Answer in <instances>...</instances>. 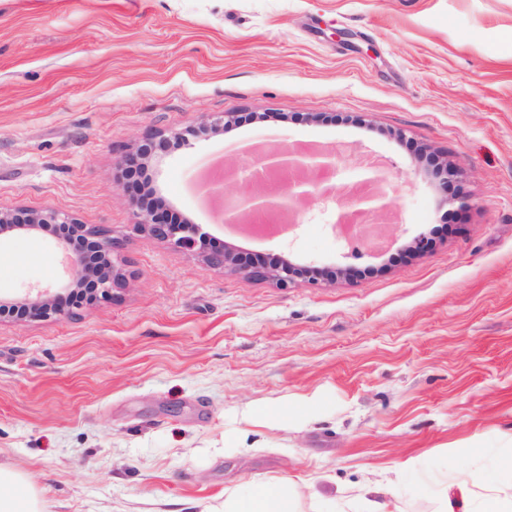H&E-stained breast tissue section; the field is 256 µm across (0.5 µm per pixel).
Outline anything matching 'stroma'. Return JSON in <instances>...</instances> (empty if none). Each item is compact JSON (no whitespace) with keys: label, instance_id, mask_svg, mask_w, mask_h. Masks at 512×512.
<instances>
[{"label":"stroma","instance_id":"35a3bbf8","mask_svg":"<svg viewBox=\"0 0 512 512\" xmlns=\"http://www.w3.org/2000/svg\"><path fill=\"white\" fill-rule=\"evenodd\" d=\"M225 112L151 160L167 209L348 278L278 288L138 227L130 149ZM280 147L387 167L388 245L352 260L332 230L352 179L293 230L221 223L201 173ZM19 206L106 231L127 276L65 319L0 318V463L41 512H202L277 478L299 512H436L435 480L512 455V0H0V209ZM58 254L46 232L0 245V301L55 283ZM232 117V114L225 113L220 117L205 120L200 124L198 129L193 130H179L171 132H166L162 130L157 131L156 133H154L153 138L148 139L151 141L140 146L135 153L127 155L126 161L127 163H129L135 158L142 159L146 155L143 146L149 145L150 143L154 142L153 140L155 139H158V141H162L166 144H175L176 147L179 148H189L193 145L190 136L195 137L198 134L206 131H217L219 129H223L231 124Z\"/></svg>","mask_w":512,"mask_h":512}]
</instances>
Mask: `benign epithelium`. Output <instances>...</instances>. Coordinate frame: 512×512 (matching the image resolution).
Here are the masks:
<instances>
[{
  "label": "benign epithelium",
  "instance_id": "7a95c632",
  "mask_svg": "<svg viewBox=\"0 0 512 512\" xmlns=\"http://www.w3.org/2000/svg\"><path fill=\"white\" fill-rule=\"evenodd\" d=\"M232 114L207 119L197 129L179 131H158L154 138L179 148L192 146V138L206 131H217L231 124ZM349 169L367 174L366 184L381 186L386 182L383 171L374 168L360 158L352 161ZM344 167L337 153H302L288 148H279L256 156L248 168L233 167L225 171V179L245 186V193L237 198H224L221 203V219L226 224L247 227L256 224L255 217L260 213H278L283 223L292 228L298 223L302 205L311 201H324L334 194L338 186L327 181L340 175ZM384 192L377 190L360 196L352 202L353 210L338 216L333 228L343 235L350 245V255L354 258L373 246L371 239L358 236L362 219L373 217L389 208ZM139 210L138 226L157 239L176 248L196 253L209 264L240 273L256 280H269L280 288H290L301 282H316L322 278L334 280L347 275L349 268L338 267L334 271L323 272L318 267L299 265L281 256L271 264L247 263L240 259L238 252L224 247L221 252L209 248V242L198 225L184 220L169 223L162 220L160 213L153 211L141 201H135ZM67 226L84 236L101 255L102 262L97 267L89 266L83 256L69 250L65 239H60L65 255L67 274L52 290L43 289L34 296H26L18 304L25 307L29 317L50 321L63 319L69 309L62 303L59 290H74L88 282L96 285L100 298L112 297V291L125 283V273L116 255V243L100 229L80 223L76 218L51 209L30 210L18 207L0 210V234L10 233L16 237L30 236L53 226Z\"/></svg>",
  "mask_w": 512,
  "mask_h": 512
}]
</instances>
